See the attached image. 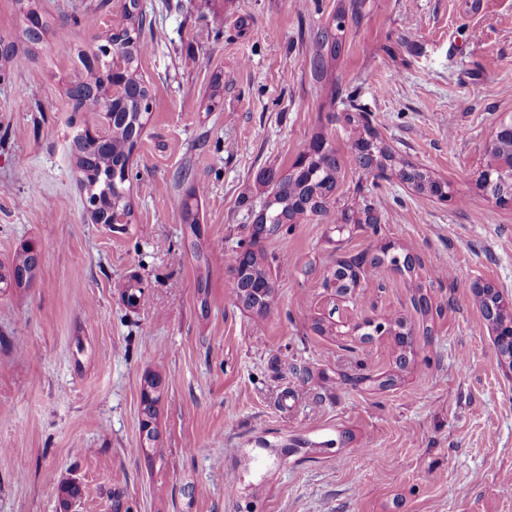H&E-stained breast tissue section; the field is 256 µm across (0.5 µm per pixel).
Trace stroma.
<instances>
[{"instance_id": "35a3bbf8", "label": "stroma", "mask_w": 512, "mask_h": 512, "mask_svg": "<svg viewBox=\"0 0 512 512\" xmlns=\"http://www.w3.org/2000/svg\"><path fill=\"white\" fill-rule=\"evenodd\" d=\"M36 4L50 29L31 47L16 0H0V41L24 56L0 58V262L25 246L39 258L30 288L0 292V512H512V378L473 292L512 297V202L477 186L512 118V0H139L151 112L122 232L91 221L75 180L71 141L103 116L73 111L61 83L120 4ZM351 6L339 56L315 77L314 32ZM338 91L378 145L447 181L452 203L359 168ZM319 135L340 161L332 210L263 241L277 294L255 315L230 271ZM192 197L204 299L184 238ZM367 203L377 227L336 232L337 211ZM385 241L414 271L368 269L367 287L337 297V260ZM134 277L144 294L130 307ZM372 317L403 319L406 364L393 337L362 339ZM149 372L166 389L151 463L132 452ZM339 432L346 445L322 452L262 447ZM67 478L83 495L66 511Z\"/></svg>"}]
</instances>
